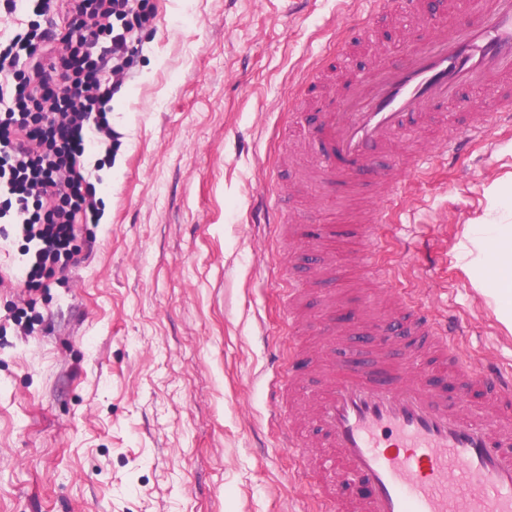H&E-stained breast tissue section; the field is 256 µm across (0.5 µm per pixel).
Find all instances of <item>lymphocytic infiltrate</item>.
<instances>
[{
	"label": "lymphocytic infiltrate",
	"mask_w": 512,
	"mask_h": 512,
	"mask_svg": "<svg viewBox=\"0 0 512 512\" xmlns=\"http://www.w3.org/2000/svg\"><path fill=\"white\" fill-rule=\"evenodd\" d=\"M22 1L27 28L0 38V223L33 245V280L67 268L77 225L102 217L80 159L87 142L111 145L108 105L155 13L146 0H67L61 36L42 24L56 0H0V13Z\"/></svg>",
	"instance_id": "lymphocytic-infiltrate-1"
}]
</instances>
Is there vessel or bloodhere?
<instances>
[{"label":"vessel or blood","mask_w":512,"mask_h":512,"mask_svg":"<svg viewBox=\"0 0 512 512\" xmlns=\"http://www.w3.org/2000/svg\"><path fill=\"white\" fill-rule=\"evenodd\" d=\"M371 2L378 16L429 11L427 0ZM431 24L404 63L382 59L372 76L349 78L341 105L322 114L311 137L323 185L365 176L394 197L400 177L374 159L404 133L451 114L457 138L410 154L420 169L512 122V0H457ZM395 307L399 330L373 323L369 356L320 369L311 419L326 442L306 452L312 474L328 472L332 500L358 488L341 512H512V374L463 360L460 323L409 300Z\"/></svg>","instance_id":"1"}]
</instances>
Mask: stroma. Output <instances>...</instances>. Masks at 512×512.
Here are the masks:
<instances>
[{
  "label": "stroma",
  "instance_id": "stroma-1",
  "mask_svg": "<svg viewBox=\"0 0 512 512\" xmlns=\"http://www.w3.org/2000/svg\"><path fill=\"white\" fill-rule=\"evenodd\" d=\"M133 78L110 103L119 142L83 157L103 216L76 227L65 271L25 287L23 242L0 244V512H329L297 453L279 445L271 363L294 371L317 345L316 298L333 318L374 289L355 272L321 277L320 241L285 226L352 221L378 205L370 188L334 195L308 179L302 134L312 107L349 75L401 62L427 22L390 18L370 32L365 0H149ZM329 68L306 87L317 62ZM406 142L379 165L403 189L373 246L395 296L466 326V361L512 370V334L462 269L467 224H512V127L457 157L413 170ZM287 193L284 228L257 223ZM316 293L288 321V286Z\"/></svg>",
  "mask_w": 512,
  "mask_h": 512
}]
</instances>
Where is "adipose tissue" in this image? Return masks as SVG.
<instances>
[{
    "label": "adipose tissue",
    "instance_id": "ef3b65f1",
    "mask_svg": "<svg viewBox=\"0 0 512 512\" xmlns=\"http://www.w3.org/2000/svg\"><path fill=\"white\" fill-rule=\"evenodd\" d=\"M466 238L463 269L498 321L512 332V224H470Z\"/></svg>",
    "mask_w": 512,
    "mask_h": 512
}]
</instances>
